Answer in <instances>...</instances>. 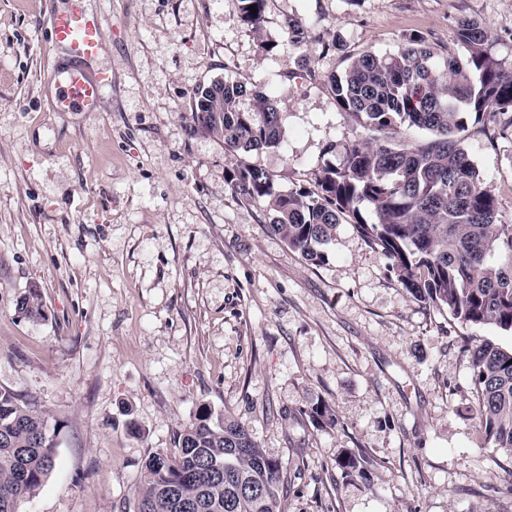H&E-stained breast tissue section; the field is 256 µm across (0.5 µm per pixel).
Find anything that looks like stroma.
Segmentation results:
<instances>
[{"label": "stroma", "instance_id": "35a3bbf8", "mask_svg": "<svg viewBox=\"0 0 512 512\" xmlns=\"http://www.w3.org/2000/svg\"><path fill=\"white\" fill-rule=\"evenodd\" d=\"M54 0H0V388L55 425V467L18 512H134L146 460L176 455L201 407L246 422L288 478L281 512H512V458L473 414L463 328L416 301L349 225L314 266L225 183L223 142L191 134L193 89L272 92L283 143L249 154L280 186L313 185L368 133L325 77L459 18L512 61V0H270L262 35L239 0H90L112 70L106 111H55ZM294 18L336 39L283 34ZM275 42L263 53L260 40ZM512 224V136L462 143ZM38 288L43 318L18 307ZM331 408L318 427L307 412ZM364 451L362 474L336 465Z\"/></svg>", "mask_w": 512, "mask_h": 512}]
</instances>
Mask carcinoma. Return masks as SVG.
Returning a JSON list of instances; mask_svg holds the SVG:
<instances>
[{
    "mask_svg": "<svg viewBox=\"0 0 512 512\" xmlns=\"http://www.w3.org/2000/svg\"><path fill=\"white\" fill-rule=\"evenodd\" d=\"M269 0H240V21L262 36ZM255 7L253 13L250 7ZM285 38L301 48L313 40L294 19ZM488 33L462 18L450 42L436 47L417 32L392 53L367 49L345 71L328 77L338 106L371 133L365 144H343L311 187L282 188L275 175L246 154L283 139L275 98L239 81L195 88L187 115L190 133L224 143L234 162L230 190L267 203L268 230L313 265L328 262L327 245L349 224L381 252L388 271L414 299L445 310L466 328L494 325L512 332V225L501 224L495 196L461 147L471 121L487 119L503 134L512 125V61L488 53ZM251 108H240L243 98ZM418 129L424 138H403ZM32 319L44 317L40 292L20 300ZM475 389V417L485 440L512 454V350L467 341ZM48 419L0 389V512L36 494L55 461ZM175 457L145 463L136 512H279L282 463L267 456L246 423L202 409L175 436ZM363 454L336 459L346 474Z\"/></svg>",
    "mask_w": 512,
    "mask_h": 512,
    "instance_id": "1",
    "label": "carcinoma"
}]
</instances>
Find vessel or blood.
Masks as SVG:
<instances>
[{"label":"vessel or blood","mask_w":512,"mask_h":512,"mask_svg":"<svg viewBox=\"0 0 512 512\" xmlns=\"http://www.w3.org/2000/svg\"><path fill=\"white\" fill-rule=\"evenodd\" d=\"M46 27L51 45L64 49L72 59L71 66L53 69L48 77L55 110L102 111L112 71L101 63L106 46L98 14L86 0H61L48 12Z\"/></svg>","instance_id":"vessel-or-blood-1"}]
</instances>
